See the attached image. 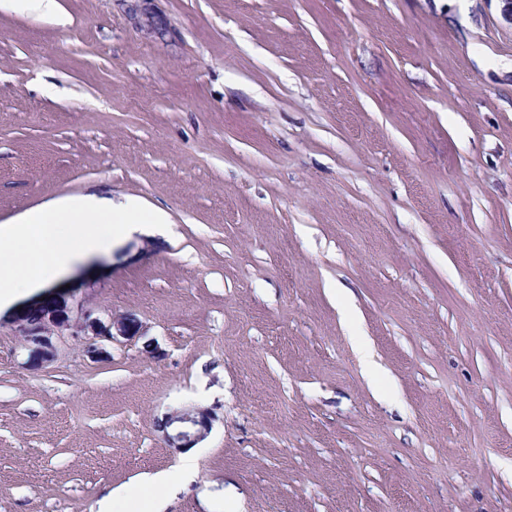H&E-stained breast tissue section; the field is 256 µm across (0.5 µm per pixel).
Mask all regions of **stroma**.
<instances>
[{"mask_svg": "<svg viewBox=\"0 0 512 512\" xmlns=\"http://www.w3.org/2000/svg\"><path fill=\"white\" fill-rule=\"evenodd\" d=\"M59 3L0 12V224L168 227L0 310V512L177 472L181 408L166 512H512L504 0ZM0 11L29 13L43 20L64 23L58 0H1Z\"/></svg>", "mask_w": 512, "mask_h": 512, "instance_id": "35a3bbf8", "label": "stroma"}]
</instances>
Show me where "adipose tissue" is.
I'll list each match as a JSON object with an SVG mask.
<instances>
[{
    "instance_id": "adipose-tissue-1",
    "label": "adipose tissue",
    "mask_w": 512,
    "mask_h": 512,
    "mask_svg": "<svg viewBox=\"0 0 512 512\" xmlns=\"http://www.w3.org/2000/svg\"><path fill=\"white\" fill-rule=\"evenodd\" d=\"M161 210L130 197L104 207L87 198L29 210L18 221L0 224V308L28 288L50 284L70 265L108 249L134 224H160ZM175 482L154 476L104 498L101 512H162Z\"/></svg>"
}]
</instances>
